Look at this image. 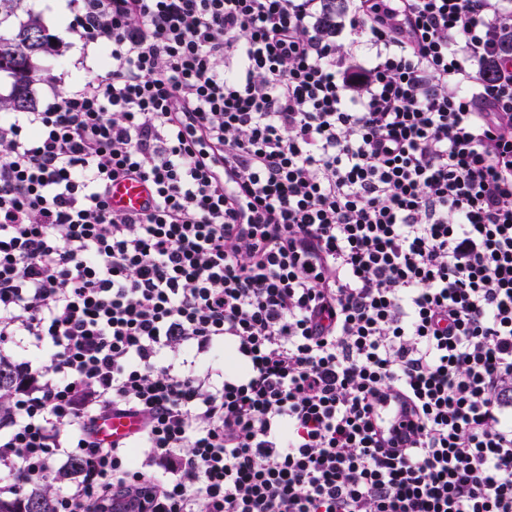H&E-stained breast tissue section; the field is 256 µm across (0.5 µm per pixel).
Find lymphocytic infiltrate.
<instances>
[{
    "label": "lymphocytic infiltrate",
    "mask_w": 512,
    "mask_h": 512,
    "mask_svg": "<svg viewBox=\"0 0 512 512\" xmlns=\"http://www.w3.org/2000/svg\"><path fill=\"white\" fill-rule=\"evenodd\" d=\"M326 3L72 7L104 69L0 117L4 492L512 512V0ZM148 197L146 184L136 181H118L112 185L111 203L114 206L137 211ZM18 382L17 374L12 365L0 358V415L5 412L4 404L16 387ZM137 420L129 416H112L102 422L100 432L102 437L119 439L131 433L137 427ZM84 463L78 457L65 461L56 471L52 484L38 480L29 483L23 498L12 499L0 497V512H56V492L53 484H61L58 492L64 491L83 469Z\"/></svg>",
    "instance_id": "lymphocytic-infiltrate-1"
}]
</instances>
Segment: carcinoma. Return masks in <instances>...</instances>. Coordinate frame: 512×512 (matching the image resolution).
Returning <instances> with one entry per match:
<instances>
[{
    "instance_id": "1",
    "label": "carcinoma",
    "mask_w": 512,
    "mask_h": 512,
    "mask_svg": "<svg viewBox=\"0 0 512 512\" xmlns=\"http://www.w3.org/2000/svg\"><path fill=\"white\" fill-rule=\"evenodd\" d=\"M56 51L50 43L41 19L27 15L9 36L0 35V74L11 79V91L0 96V109L28 110L35 107L31 86L39 71L43 56ZM17 374L12 365L0 359V415L5 414L4 404L16 387ZM78 457L64 462L56 471L54 484L73 480L83 469ZM0 512H56V492L53 484L32 480L24 497H0Z\"/></svg>"
}]
</instances>
